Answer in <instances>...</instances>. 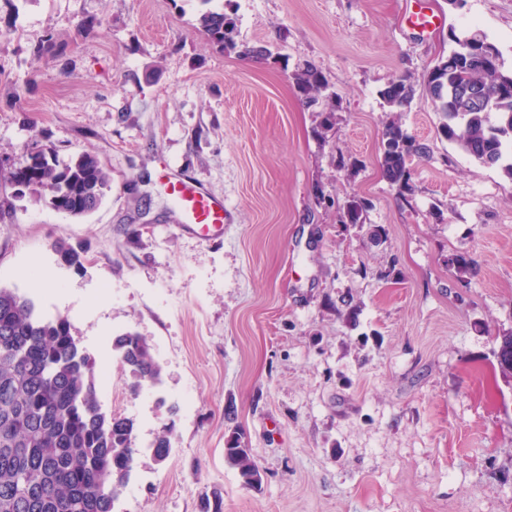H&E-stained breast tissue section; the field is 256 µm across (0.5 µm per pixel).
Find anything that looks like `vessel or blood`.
Returning a JSON list of instances; mask_svg holds the SVG:
<instances>
[{
  "label": "vessel or blood",
  "instance_id": "obj_1",
  "mask_svg": "<svg viewBox=\"0 0 512 512\" xmlns=\"http://www.w3.org/2000/svg\"><path fill=\"white\" fill-rule=\"evenodd\" d=\"M167 188L179 210L182 229L208 239L223 235L228 211L221 197L206 191L189 178L171 177Z\"/></svg>",
  "mask_w": 512,
  "mask_h": 512
}]
</instances>
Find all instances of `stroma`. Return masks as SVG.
<instances>
[{
  "instance_id": "35a3bbf8",
  "label": "stroma",
  "mask_w": 512,
  "mask_h": 512,
  "mask_svg": "<svg viewBox=\"0 0 512 512\" xmlns=\"http://www.w3.org/2000/svg\"><path fill=\"white\" fill-rule=\"evenodd\" d=\"M0 0V158L31 140L60 161L88 151L112 190L76 219L30 197L0 208V287L64 316L107 380L103 411L133 419L140 453L114 512H512V180L437 133L421 75L479 32L512 67V0ZM234 14L242 58L197 19ZM56 45L32 52L46 36ZM314 63L335 121L305 107L293 74ZM412 75L401 112L428 147L401 193L383 177L379 96ZM223 197L222 237L182 233L165 176ZM362 223L341 221L350 196ZM82 254L69 266L55 243ZM465 255L479 266L459 274ZM51 281L40 288L31 270ZM132 332L162 382L131 393L112 349ZM172 448H149L165 424ZM263 475L224 461L232 433Z\"/></svg>"
}]
</instances>
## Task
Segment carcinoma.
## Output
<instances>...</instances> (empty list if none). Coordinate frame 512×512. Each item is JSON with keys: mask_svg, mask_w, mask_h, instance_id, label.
<instances>
[{"mask_svg": "<svg viewBox=\"0 0 512 512\" xmlns=\"http://www.w3.org/2000/svg\"><path fill=\"white\" fill-rule=\"evenodd\" d=\"M210 42L240 57L269 56L265 47L239 44L237 25L223 11L208 9L198 18ZM455 48L439 56L424 74L433 110L441 116L438 133L476 162L497 167L512 180V70L469 52L484 46L499 50L479 33L457 34ZM295 82L302 101L313 106L327 82L313 63L298 67ZM387 106L405 108L414 97L404 78L380 92ZM427 152L394 118L382 135L379 164L384 178L399 192L409 191L408 160ZM0 179L11 197L29 193L52 209L72 217L96 210L112 190V175L99 158L83 152L62 164L44 146ZM364 202L356 196L345 204V224L361 222ZM113 350L128 370L131 392L161 381L162 368L151 345L133 333L112 340ZM135 422L101 411L96 398L93 363L82 353L66 317L43 318L33 301L0 288V512H113L114 502L134 469ZM173 428L161 427L151 448L164 459L172 447ZM224 462L248 488L262 483L250 448L238 438L224 449ZM200 512H224L215 490L201 498Z\"/></svg>", "mask_w": 512, "mask_h": 512, "instance_id": "carcinoma-1", "label": "carcinoma"}]
</instances>
